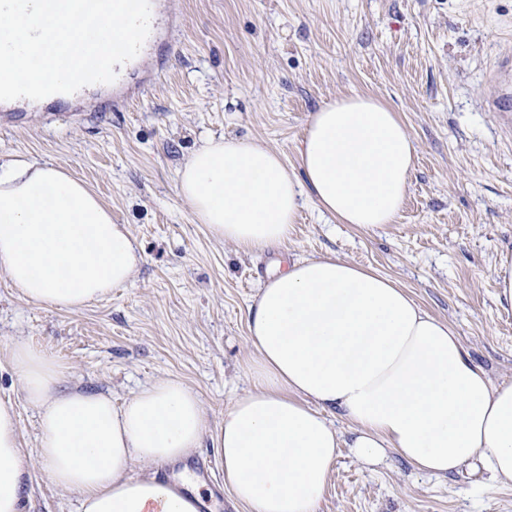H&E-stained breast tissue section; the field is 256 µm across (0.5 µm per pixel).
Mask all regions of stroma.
I'll return each mask as SVG.
<instances>
[{"label": "stroma", "instance_id": "35a3bbf8", "mask_svg": "<svg viewBox=\"0 0 512 512\" xmlns=\"http://www.w3.org/2000/svg\"><path fill=\"white\" fill-rule=\"evenodd\" d=\"M156 45L118 84L54 109L15 105L0 124V163L37 159L88 184L129 225L144 260L132 282L70 312L18 298L0 274V401L16 408L31 467L25 512H79L37 461L38 413L10 362L20 339L62 365L64 386L122 404L176 376L209 423L247 387V308L277 266L333 255L396 280L448 320L473 361L512 380V308L495 270L512 259V132L483 100L512 42V0H161ZM168 48L164 71L154 60ZM127 93L116 108V93ZM369 94L398 112L418 145L397 223L365 230L300 209L279 247L247 253L215 241L178 193V170L224 135L278 150L289 167L325 101ZM204 468L202 512H247L224 486L210 440L186 463ZM318 512H512V486L478 468L445 477L395 452L376 464L336 458Z\"/></svg>", "mask_w": 512, "mask_h": 512}]
</instances>
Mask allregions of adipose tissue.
I'll return each instance as SVG.
<instances>
[{
	"label": "adipose tissue",
	"mask_w": 512,
	"mask_h": 512,
	"mask_svg": "<svg viewBox=\"0 0 512 512\" xmlns=\"http://www.w3.org/2000/svg\"><path fill=\"white\" fill-rule=\"evenodd\" d=\"M417 158L399 114L371 95L324 102L296 169L266 145L212 138L180 167L178 192L210 235L246 252L287 240L303 200L339 224L396 223ZM142 261L128 225L84 183L37 160L0 165V273L27 301L79 311L125 286ZM249 390L209 426L202 402L166 377L117 405L63 387L43 349L11 364L39 415L38 456L80 512H200L194 474H155L210 439L224 484L249 512H317L342 448L376 463L394 451L439 476L480 463L512 484V380L492 382L447 320L395 280L333 257L288 261L247 314ZM351 424L342 434L329 419ZM136 464L149 475L129 476ZM17 414L0 402V512H25Z\"/></svg>",
	"instance_id": "adipose-tissue-1"
}]
</instances>
